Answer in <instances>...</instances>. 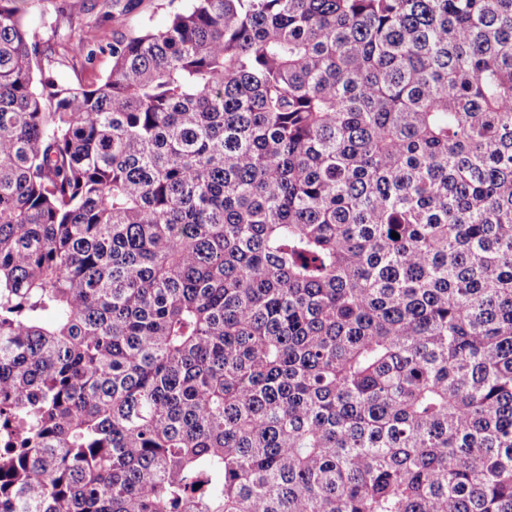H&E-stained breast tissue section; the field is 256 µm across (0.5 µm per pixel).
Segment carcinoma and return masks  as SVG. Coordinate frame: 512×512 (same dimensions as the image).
Segmentation results:
<instances>
[{"label": "carcinoma", "instance_id": "carcinoma-1", "mask_svg": "<svg viewBox=\"0 0 512 512\" xmlns=\"http://www.w3.org/2000/svg\"><path fill=\"white\" fill-rule=\"evenodd\" d=\"M16 2L0 512H512V0ZM112 0H20L29 31L51 44L112 31L130 34L144 28L165 26L175 12L185 10L190 0H141L132 11L118 16ZM112 13L116 19L112 20ZM112 69V56L108 50L100 52L96 48L95 54L90 61L72 62L61 59L54 65L52 70L53 78L59 84H88L104 79Z\"/></svg>", "mask_w": 512, "mask_h": 512}]
</instances>
